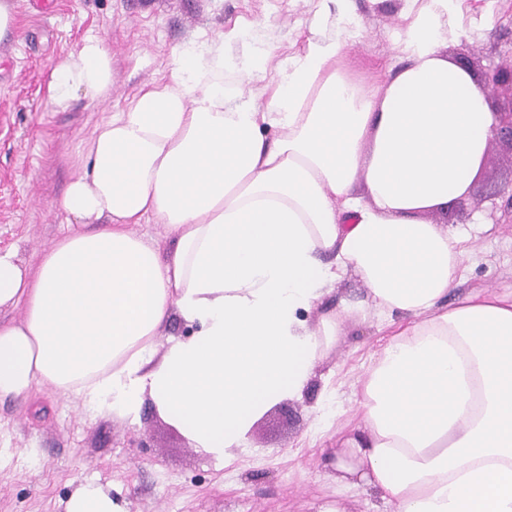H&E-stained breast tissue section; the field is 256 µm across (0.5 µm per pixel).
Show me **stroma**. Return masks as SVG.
Masks as SVG:
<instances>
[{"label": "stroma", "mask_w": 512, "mask_h": 512, "mask_svg": "<svg viewBox=\"0 0 512 512\" xmlns=\"http://www.w3.org/2000/svg\"><path fill=\"white\" fill-rule=\"evenodd\" d=\"M17 31L0 41V250L19 248L30 267L65 232L59 202L76 173L73 159L108 109L76 95L51 103L54 65L90 36L112 54L113 104L124 105L147 82L168 81L185 45L238 31L224 62L229 97L248 93L237 63L256 47L273 60L303 51L308 40L337 36L336 0H13ZM402 0H351L364 30L348 48L349 65L385 79L401 63L394 33ZM469 38L448 44L450 58L481 65L512 56V0H462ZM512 179V159L486 157L467 209L435 215L462 230L473 252L456 295L512 291V214L496 191ZM384 328L376 318L347 316L330 352L302 397L272 407L232 449L225 466L192 448L164 419L123 420L85 415L44 388L24 401L0 402V512H63L79 481L98 480L129 512H313L338 502L346 512H385L363 488H345L322 462L331 431L317 418L326 391L339 407L337 424L357 421L359 383Z\"/></svg>", "instance_id": "obj_1"}]
</instances>
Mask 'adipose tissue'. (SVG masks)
I'll use <instances>...</instances> for the list:
<instances>
[{
  "mask_svg": "<svg viewBox=\"0 0 512 512\" xmlns=\"http://www.w3.org/2000/svg\"><path fill=\"white\" fill-rule=\"evenodd\" d=\"M339 34L309 41L228 102L237 33L179 50L85 141L61 199L70 231L29 269L0 250V398L46 386L91 415L137 423L145 404L224 461L271 407L305 389L340 317L386 320L358 422L336 431L342 480L391 512H512V293L447 303L469 251L430 221L466 196L487 155V93L451 60L469 37L459 0H403L404 64L351 72ZM49 98L106 101L112 54L86 38L52 70ZM157 221L159 251L135 224ZM365 287L308 326L344 276ZM195 326L170 335L173 321ZM65 512H126L86 480Z\"/></svg>",
  "mask_w": 512,
  "mask_h": 512,
  "instance_id": "1",
  "label": "adipose tissue"
}]
</instances>
